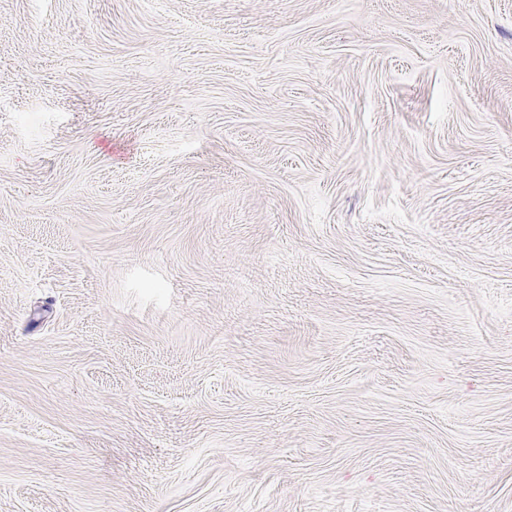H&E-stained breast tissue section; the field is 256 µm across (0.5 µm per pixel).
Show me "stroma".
I'll return each instance as SVG.
<instances>
[{"mask_svg": "<svg viewBox=\"0 0 512 512\" xmlns=\"http://www.w3.org/2000/svg\"><path fill=\"white\" fill-rule=\"evenodd\" d=\"M0 512H512V0H0Z\"/></svg>", "mask_w": 512, "mask_h": 512, "instance_id": "1", "label": "stroma"}]
</instances>
